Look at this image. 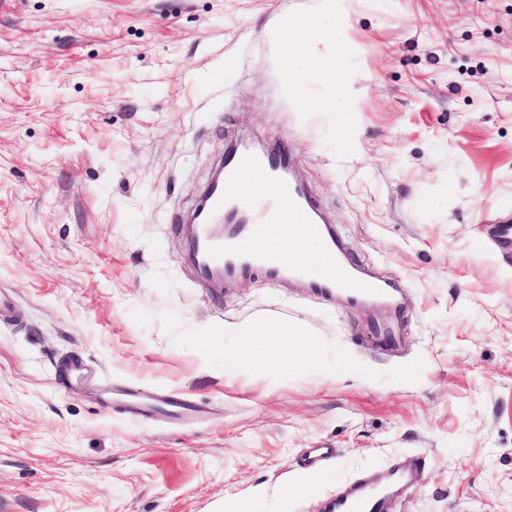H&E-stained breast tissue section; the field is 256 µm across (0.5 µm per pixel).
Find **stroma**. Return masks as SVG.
Wrapping results in <instances>:
<instances>
[{
	"label": "stroma",
	"mask_w": 512,
	"mask_h": 512,
	"mask_svg": "<svg viewBox=\"0 0 512 512\" xmlns=\"http://www.w3.org/2000/svg\"><path fill=\"white\" fill-rule=\"evenodd\" d=\"M319 0H12L0 9V512H319L421 461L390 512H512V0H352L355 111ZM306 26L302 104L277 28ZM244 136L297 161L381 306L185 258ZM321 369L225 370L242 323ZM175 395L174 421L122 406ZM332 449L309 485L302 468Z\"/></svg>",
	"instance_id": "stroma-1"
}]
</instances>
